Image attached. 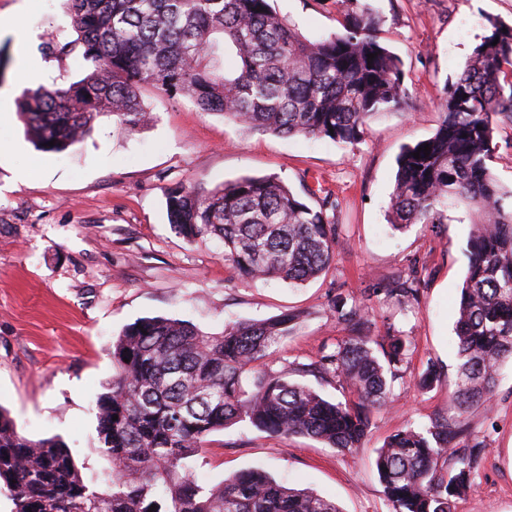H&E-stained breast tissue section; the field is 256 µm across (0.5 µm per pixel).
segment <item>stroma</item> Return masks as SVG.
Instances as JSON below:
<instances>
[{
    "label": "stroma",
    "mask_w": 512,
    "mask_h": 512,
    "mask_svg": "<svg viewBox=\"0 0 512 512\" xmlns=\"http://www.w3.org/2000/svg\"><path fill=\"white\" fill-rule=\"evenodd\" d=\"M384 44L403 63L410 107L367 121L351 144L247 130L199 111L189 100L146 87L155 116L124 133L111 116L65 152L37 151L17 112L27 55L44 68L36 84L68 87L89 72L62 0H0V53L13 64L0 87V407L32 440L59 437L84 476L103 474L96 402L112 380L106 348L142 318L179 319L206 334L225 324L285 313L294 332L264 364L333 401L348 398L332 375L307 364L350 336L333 309L360 305L376 336L402 337L405 356L364 448L340 452L320 441L279 438L238 423L213 433L197 463L213 486L260 467L277 480L336 502L341 512H389L374 459L389 435L428 426L448 413L458 364L454 327L471 224L464 209L444 224H390L401 150L431 137L445 81L457 75L491 17L512 23V0H368ZM306 37L340 32L336 0H275ZM243 176L283 179L309 205L326 203L336 255L326 272L291 286L239 278L218 240L189 241L168 222L165 191L180 182L213 188ZM412 281L415 300L390 296ZM436 379L426 389V371ZM455 456L482 445L474 483L454 512H512V360L497 371L490 406L471 407Z\"/></svg>",
    "instance_id": "35a3bbf8"
}]
</instances>
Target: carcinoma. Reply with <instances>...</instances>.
I'll list each match as a JSON object with an SVG mask.
<instances>
[{"label": "carcinoma", "mask_w": 512, "mask_h": 512, "mask_svg": "<svg viewBox=\"0 0 512 512\" xmlns=\"http://www.w3.org/2000/svg\"><path fill=\"white\" fill-rule=\"evenodd\" d=\"M66 2L92 69L65 89L40 87L20 98L28 135L45 153L81 143L100 114L126 132L147 127L154 121L143 100L148 86L244 128L349 144L370 117L402 108L409 96L402 63L381 42L380 20L362 0H336L343 33L318 39L303 36L270 0ZM489 31L446 81L435 134L398 158L394 228L446 224L448 206L457 203L470 210L473 228L448 417L400 430L377 449L390 512H452L484 448L475 446L450 469L440 462L462 433L459 418L490 401L496 367L512 359V187L490 166L496 127L512 125V24L491 20ZM228 48L237 57L232 74L224 68ZM425 145L429 154L414 158ZM166 210L176 233L220 240L224 262L252 280L300 284L334 260L335 225L323 208L275 177L244 176L211 190L182 183L167 191ZM334 309L356 335L323 356L316 371L346 384L352 399L344 403L260 364L288 336L295 314L228 324L216 336L164 318L125 326L108 348L115 374L97 403L98 442L110 462L104 475L84 477L63 441L25 437L0 408V481L12 512H148L153 504L156 512H340L334 501L261 468L214 487L194 476L209 436L241 422L341 452L364 444L374 414L388 404V376L405 342L390 336L384 345L369 335V320L342 304Z\"/></svg>", "instance_id": "cac0c4a2"}]
</instances>
